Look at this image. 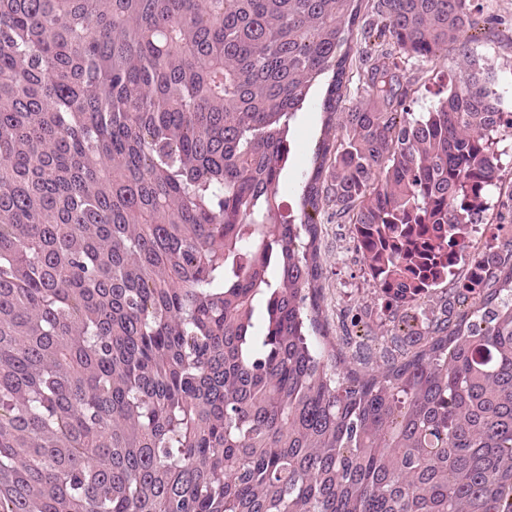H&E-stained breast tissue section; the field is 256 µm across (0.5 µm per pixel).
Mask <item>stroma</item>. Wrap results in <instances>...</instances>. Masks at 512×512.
Segmentation results:
<instances>
[{"instance_id":"35a3bbf8","label":"stroma","mask_w":512,"mask_h":512,"mask_svg":"<svg viewBox=\"0 0 512 512\" xmlns=\"http://www.w3.org/2000/svg\"><path fill=\"white\" fill-rule=\"evenodd\" d=\"M475 29L465 48L449 46L446 57L412 59L402 64L400 80L409 91L407 102L415 113L428 111L448 89V77L471 57L494 72L505 110L512 111V0H475ZM320 88H313L298 112L290 135L288 164L281 180L285 205H295L296 188L309 170L321 135ZM321 226L320 261L323 267V311L329 322V338L351 353L374 362L390 343L393 316L386 310L361 252L348 218L326 209L318 217Z\"/></svg>"}]
</instances>
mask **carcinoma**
<instances>
[{
    "label": "carcinoma",
    "mask_w": 512,
    "mask_h": 512,
    "mask_svg": "<svg viewBox=\"0 0 512 512\" xmlns=\"http://www.w3.org/2000/svg\"><path fill=\"white\" fill-rule=\"evenodd\" d=\"M473 3L0 0V512H512V237L471 240L512 112L473 59L418 117L394 87ZM325 207L395 313L470 262L371 367L322 319ZM322 99L321 86H315L301 111L297 113L290 135V154L287 167L283 170L280 187L284 204L293 206L297 201L296 191L302 174L310 169L312 155L321 135V113L319 102ZM467 271L468 264L466 259V261L461 262L460 265L457 266L453 277L448 278L446 281L436 286L429 297L420 302L417 309L419 324L421 319L425 317L433 321L443 320L445 318V315H447L446 306L448 300L450 299L452 301V296L454 295L452 282L463 278L467 274Z\"/></svg>",
    "instance_id": "1"
}]
</instances>
